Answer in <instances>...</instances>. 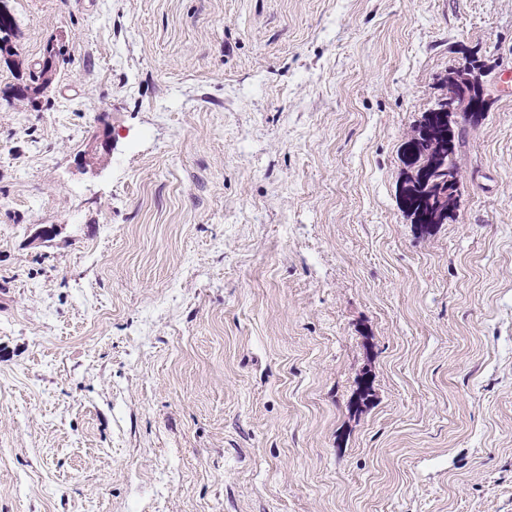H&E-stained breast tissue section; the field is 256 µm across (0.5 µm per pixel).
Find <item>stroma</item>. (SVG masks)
<instances>
[{
	"label": "stroma",
	"mask_w": 512,
	"mask_h": 512,
	"mask_svg": "<svg viewBox=\"0 0 512 512\" xmlns=\"http://www.w3.org/2000/svg\"><path fill=\"white\" fill-rule=\"evenodd\" d=\"M5 3L0 512H512V0ZM476 49L424 228L403 147ZM64 55L63 46L49 42L43 52L41 63H36L39 67L37 78H34L31 86H26L24 94H12V96L5 99L8 105H13L14 100L21 102L24 100H36L39 95H42L44 90L53 84L57 74V64L59 58ZM44 62V66L42 63ZM12 98V100H11Z\"/></svg>",
	"instance_id": "stroma-1"
}]
</instances>
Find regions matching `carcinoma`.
Returning a JSON list of instances; mask_svg holds the SVG:
<instances>
[{
  "label": "carcinoma",
  "mask_w": 512,
  "mask_h": 512,
  "mask_svg": "<svg viewBox=\"0 0 512 512\" xmlns=\"http://www.w3.org/2000/svg\"><path fill=\"white\" fill-rule=\"evenodd\" d=\"M15 19L0 20V54H14L10 35ZM64 55L63 47L48 43L44 49L37 78L25 87V93H16L6 98L9 105L24 100H35L53 84L57 74L59 58ZM465 127L450 122L446 111H428L418 127L417 134L404 147L409 174L399 186V203L414 224L427 226L435 223L434 208L441 194L459 191L462 174L457 155L464 147Z\"/></svg>",
  "instance_id": "cac0c4a2"
}]
</instances>
